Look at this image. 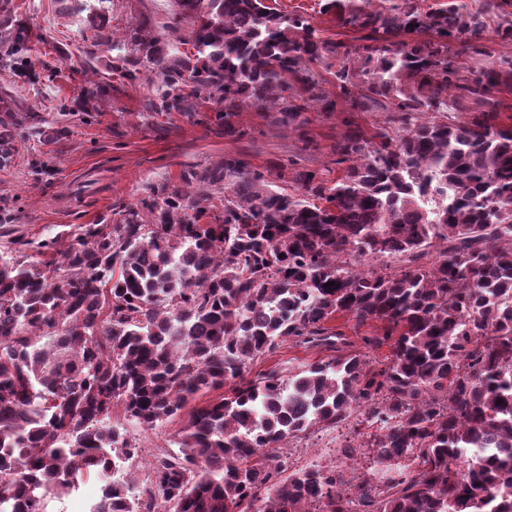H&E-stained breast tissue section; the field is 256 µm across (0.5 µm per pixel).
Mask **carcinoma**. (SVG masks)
<instances>
[{
  "instance_id": "carcinoma-1",
  "label": "carcinoma",
  "mask_w": 512,
  "mask_h": 512,
  "mask_svg": "<svg viewBox=\"0 0 512 512\" xmlns=\"http://www.w3.org/2000/svg\"><path fill=\"white\" fill-rule=\"evenodd\" d=\"M74 2L105 25L109 0ZM169 2L161 30L146 18L112 43V73L149 76L147 111L222 112L239 136L238 113L287 124L330 84L400 127L336 141L343 173L295 172L300 197L288 163L228 155L39 260L0 251V512H47L93 474L89 512H512V124L455 116L499 77L449 57L486 23L324 0L338 26L370 31L344 48L270 0ZM29 39L15 24L0 59L23 60ZM344 316L389 355L350 345L251 375L287 340L336 349L328 323ZM203 391L218 395L188 407ZM184 410L176 449L142 461L125 425ZM339 425L353 436L337 456L371 471L289 468L288 442Z\"/></svg>"
}]
</instances>
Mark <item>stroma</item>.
Segmentation results:
<instances>
[{
    "label": "stroma",
    "instance_id": "35a3bbf8",
    "mask_svg": "<svg viewBox=\"0 0 512 512\" xmlns=\"http://www.w3.org/2000/svg\"><path fill=\"white\" fill-rule=\"evenodd\" d=\"M412 3L427 13L459 5L483 14L496 28L503 11L487 9L489 0H371L375 10ZM286 13L310 19L327 40L364 45L362 30L337 26L334 15L320 11L321 0H275ZM109 23L95 33L83 15L71 14L63 0H0V15H12L31 34L30 70L0 66V125L19 113L18 149L0 164V206L12 220L0 224V250L17 243L20 255L37 257L42 241L75 237L79 225L108 224L113 213L136 205L152 183H178L183 171H213L234 155L257 168L296 159L301 168H333V146L353 129L374 132L387 127L390 114L360 112L337 96L300 113L292 125L278 123L273 112L244 111L234 124L238 137L224 134L217 112H147L143 105L153 87L146 77L121 80L106 70L110 47L142 16L168 19L165 0H109ZM101 83L93 101H85L89 80ZM319 347L284 342L273 356L255 362L253 372L278 370L281 375L301 364L326 358ZM347 437L346 429H324L302 440L292 451L294 467L328 464Z\"/></svg>",
    "mask_w": 512,
    "mask_h": 512
}]
</instances>
